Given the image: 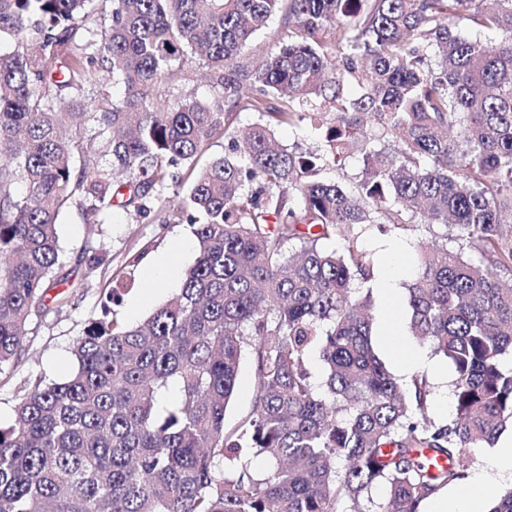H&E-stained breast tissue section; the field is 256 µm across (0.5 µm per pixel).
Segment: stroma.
Segmentation results:
<instances>
[{"instance_id": "35a3bbf8", "label": "stroma", "mask_w": 512, "mask_h": 512, "mask_svg": "<svg viewBox=\"0 0 512 512\" xmlns=\"http://www.w3.org/2000/svg\"><path fill=\"white\" fill-rule=\"evenodd\" d=\"M210 75L206 64L196 60L186 63L174 81L164 84L163 93L172 103L185 96L212 100ZM57 230L64 260L56 269L55 277L59 281L58 291L67 292L68 302L61 310L52 309L34 319V331L23 346L22 366L0 374V428L11 424L15 406L38 381L61 379L73 369L72 346L88 322L99 317L102 290L113 273L120 270L126 256L138 253L142 259L134 271V284L115 313L118 320L136 324L165 304L172 294L168 288L158 290L151 304L140 305L139 300L147 291V264L164 253L174 240L192 233L186 222L142 224L135 221L129 211L118 207L113 209L106 223L87 224L74 206L63 210ZM447 232L444 225L429 227L418 217L408 230L386 236L376 234L363 239L362 245L381 256L386 245L394 242L410 244L421 240L438 244L443 242ZM87 250L101 255L99 265L89 266L83 256ZM254 392L255 365L248 355L241 362L236 390L225 414L226 427H235L250 413Z\"/></svg>"}]
</instances>
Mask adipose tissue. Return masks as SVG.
<instances>
[{
	"label": "adipose tissue",
	"instance_id": "1",
	"mask_svg": "<svg viewBox=\"0 0 512 512\" xmlns=\"http://www.w3.org/2000/svg\"><path fill=\"white\" fill-rule=\"evenodd\" d=\"M411 248L408 244H396L384 262L383 270L377 279L384 298L382 318L386 326L385 343L393 358L405 369L425 365V357L405 339L402 330V317L398 304V281L408 264ZM470 493L464 497L438 496L424 504L422 512H480L481 502L488 489L485 472L474 473L469 481Z\"/></svg>",
	"mask_w": 512,
	"mask_h": 512
}]
</instances>
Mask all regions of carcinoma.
<instances>
[{"instance_id": "obj_1", "label": "carcinoma", "mask_w": 512, "mask_h": 512, "mask_svg": "<svg viewBox=\"0 0 512 512\" xmlns=\"http://www.w3.org/2000/svg\"><path fill=\"white\" fill-rule=\"evenodd\" d=\"M282 2L0 0L15 38L0 49V374L56 287L64 209L102 224L126 187L121 207L184 220L196 241L182 287L144 321L112 317L126 281L105 289L75 369L15 407L0 512H340L378 485L376 512H421L512 430V0H288L293 31L240 65ZM192 59L227 108L162 99ZM108 64L123 96L70 111ZM241 112L256 121L240 138ZM295 120L319 150L277 141ZM365 123L377 134L357 186L321 179ZM221 135L228 153L199 165ZM421 212L459 243L417 242L405 283L409 334L452 366L443 422L426 375L406 386L375 351L372 293L352 296L376 275L360 239ZM247 352L252 409L228 430Z\"/></svg>"}]
</instances>
